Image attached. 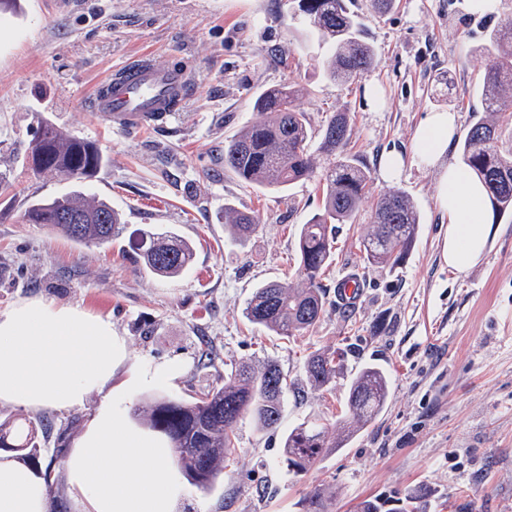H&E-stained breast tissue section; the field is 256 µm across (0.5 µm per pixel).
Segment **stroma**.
<instances>
[{"mask_svg":"<svg viewBox=\"0 0 512 512\" xmlns=\"http://www.w3.org/2000/svg\"><path fill=\"white\" fill-rule=\"evenodd\" d=\"M377 68L360 85L325 78L327 44L312 38L291 0H20L0 16V310L41 296L110 318L132 366L175 365L173 384L133 393L192 401L223 384L224 367L276 360L297 387L276 429L250 419L235 428L234 455L214 486L182 482L176 512H302L303 498L325 490L331 512L361 500L425 488L422 512H512V215L494 220L488 248L469 272L442 255L448 225L436 206L437 177L409 159L427 113L458 116L460 132L481 115L489 59L485 45L512 17V0L491 14L464 0H396L378 13L351 0ZM142 57L190 69L193 84L178 112L159 126L125 131L99 120L93 95L119 68ZM307 88L297 101L312 130L350 113L348 150L370 172L372 189L354 223L336 230L328 289L357 276L363 297L353 309L329 301L310 332L281 338L250 324L243 309L256 285L298 282L296 238L322 207L317 180L280 193L246 184L224 168V142L254 122L255 97L283 83ZM384 99L370 109L369 90ZM93 142L105 163L77 181L39 176L28 163L41 121ZM407 155L398 181H384L385 153ZM404 192L420 214L417 240L394 269L366 265L357 242L379 196ZM73 190L107 202L121 216L111 243L81 245L26 211ZM255 214L245 243L224 236L225 207ZM190 240L194 262L175 280L147 275L138 255L152 232ZM346 351L329 390L300 385L306 357ZM379 364L389 379L383 412L347 448L326 454L307 473L281 466L282 437L316 413L334 418L351 375ZM31 415L0 405V421L30 417L75 440L100 404Z\"/></svg>","mask_w":512,"mask_h":512,"instance_id":"1","label":"stroma"}]
</instances>
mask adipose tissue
I'll return each mask as SVG.
<instances>
[{"mask_svg":"<svg viewBox=\"0 0 512 512\" xmlns=\"http://www.w3.org/2000/svg\"><path fill=\"white\" fill-rule=\"evenodd\" d=\"M458 118L433 112L412 147L438 173L436 203L448 218L442 252L449 268L465 273L482 259L489 240L483 184L454 163L448 147ZM126 342L109 319L41 297L0 311V405L29 412L84 406L104 395L70 451L68 491L80 512H176L181 485L174 451L158 435L127 423L134 390L172 382L175 366L127 368ZM39 469L0 453V512H49Z\"/></svg>","mask_w":512,"mask_h":512,"instance_id":"obj_1","label":"adipose tissue"}]
</instances>
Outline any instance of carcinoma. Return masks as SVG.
<instances>
[{
    "instance_id": "1",
    "label": "carcinoma",
    "mask_w": 512,
    "mask_h": 512,
    "mask_svg": "<svg viewBox=\"0 0 512 512\" xmlns=\"http://www.w3.org/2000/svg\"><path fill=\"white\" fill-rule=\"evenodd\" d=\"M311 33L330 45L323 61L326 76L347 86L376 66L375 53L361 33L358 15L345 0H294ZM489 64L483 78L484 116L467 130L461 144V162L480 179L494 212L512 214V20L493 30ZM304 94L288 84L258 94L254 108L260 119L244 127L224 143V169L244 182L267 189L288 191L294 184L319 177L322 209L300 226L297 239L298 270L302 282L276 281L257 285L244 308L251 324L276 336L290 337L313 329L326 313L322 276L334 261L336 225L351 224L370 189V175L360 160L347 152L351 135L350 116L332 115L318 133H313L306 113L296 107ZM326 161L314 167L312 144ZM31 154L41 155L32 167L38 174L82 179L102 165L101 151L76 139L51 123L41 124L32 141ZM29 221L44 224L79 244H103L118 233L119 214L80 191L52 197L31 205ZM371 230L359 240L364 263L393 269L405 262L419 232V212L403 192L393 190L378 198L370 217ZM257 231L250 215L224 207V232L229 241L242 244ZM192 245L175 233L152 240L142 254V269L161 279H176L192 266ZM344 362V353L319 352L303 364L304 381L315 390H326ZM389 381L375 365L360 367L350 380L343 416L331 426L305 418L283 438L282 464L299 475L328 451L345 447V441L371 424L388 398ZM291 384L280 365L268 360L260 367L239 362L224 373V384L200 393L195 402L153 398L136 409L141 424L164 435L174 448L181 473L201 489H209L235 451L234 427L245 416L259 431L275 429L283 416L285 396ZM50 423H26L14 430L12 422L0 423V448H14L36 465L41 456L40 432L47 438ZM428 496L420 489L402 498L365 499L354 512H409L408 505ZM303 512H328L325 492L316 489L303 500Z\"/></svg>"
}]
</instances>
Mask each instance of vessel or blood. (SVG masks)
I'll list each match as a JSON object with an SVG mask.
<instances>
[{
    "instance_id": "1",
    "label": "vessel or blood",
    "mask_w": 512,
    "mask_h": 512,
    "mask_svg": "<svg viewBox=\"0 0 512 512\" xmlns=\"http://www.w3.org/2000/svg\"><path fill=\"white\" fill-rule=\"evenodd\" d=\"M191 83L188 71L140 58L102 82L94 97L95 114L131 130L154 127L185 101Z\"/></svg>"
}]
</instances>
